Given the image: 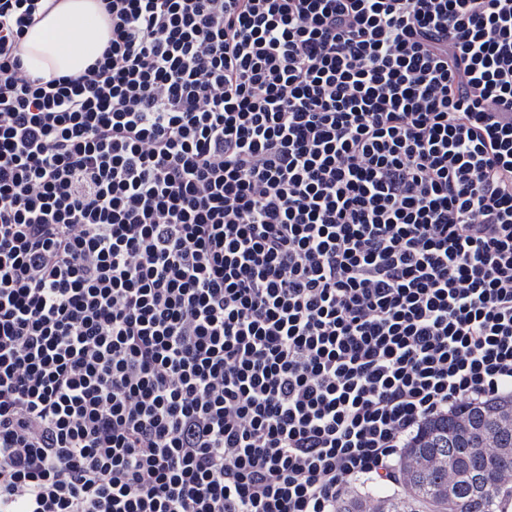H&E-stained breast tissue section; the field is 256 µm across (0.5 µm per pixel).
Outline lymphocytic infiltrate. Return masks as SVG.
Returning <instances> with one entry per match:
<instances>
[{"instance_id":"lymphocytic-infiltrate-1","label":"lymphocytic infiltrate","mask_w":512,"mask_h":512,"mask_svg":"<svg viewBox=\"0 0 512 512\" xmlns=\"http://www.w3.org/2000/svg\"><path fill=\"white\" fill-rule=\"evenodd\" d=\"M0 0V512H335L512 396V0ZM24 40L22 63L33 77L79 75L111 37L97 0H59Z\"/></svg>"}]
</instances>
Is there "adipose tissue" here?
<instances>
[{
	"label": "adipose tissue",
	"instance_id": "1",
	"mask_svg": "<svg viewBox=\"0 0 512 512\" xmlns=\"http://www.w3.org/2000/svg\"><path fill=\"white\" fill-rule=\"evenodd\" d=\"M110 36L96 0H59L28 30L22 63L35 77L77 75L100 55Z\"/></svg>",
	"mask_w": 512,
	"mask_h": 512
}]
</instances>
